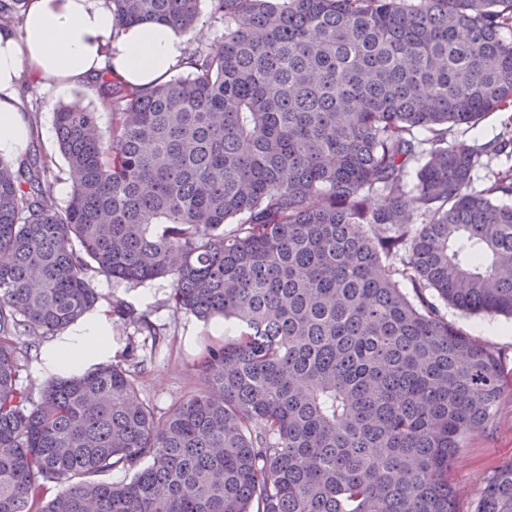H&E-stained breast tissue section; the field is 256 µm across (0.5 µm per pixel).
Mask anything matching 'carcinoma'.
<instances>
[{"instance_id": "1", "label": "carcinoma", "mask_w": 512, "mask_h": 512, "mask_svg": "<svg viewBox=\"0 0 512 512\" xmlns=\"http://www.w3.org/2000/svg\"><path fill=\"white\" fill-rule=\"evenodd\" d=\"M204 1L224 40L188 75L93 78L109 134L56 107L65 206L45 165L0 159V512H457L448 468L503 364L439 303L512 318V169L472 189L512 116L494 145L448 128L512 110V0H111L183 36ZM91 271L169 276L175 311L240 328L162 418L119 362L17 387L19 340L89 313ZM475 512H512V462Z\"/></svg>"}]
</instances>
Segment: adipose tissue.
Returning a JSON list of instances; mask_svg holds the SVG:
<instances>
[{
	"instance_id": "obj_1",
	"label": "adipose tissue",
	"mask_w": 512,
	"mask_h": 512,
	"mask_svg": "<svg viewBox=\"0 0 512 512\" xmlns=\"http://www.w3.org/2000/svg\"><path fill=\"white\" fill-rule=\"evenodd\" d=\"M184 60L183 35L157 23L118 25L109 0H28L20 29L0 27V158L17 159L28 140L17 91L22 72L74 85L105 69L147 89ZM111 324L108 310L87 316L76 339L49 349V365L62 371L111 356Z\"/></svg>"
}]
</instances>
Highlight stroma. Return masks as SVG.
Segmentation results:
<instances>
[{"mask_svg":"<svg viewBox=\"0 0 512 512\" xmlns=\"http://www.w3.org/2000/svg\"><path fill=\"white\" fill-rule=\"evenodd\" d=\"M20 85L25 116L32 127L24 155L47 162L56 201L66 205L72 185L66 160L58 149L54 108L74 102L94 107L105 131L111 126L112 110L102 104L96 89L86 84L61 87L24 74ZM92 279L100 295L99 307L108 309L114 300L125 301L138 312L148 314L160 329L159 337L155 338L135 324L119 320L112 323L113 361L144 365L141 400L162 416L176 403L197 393L202 382L196 364L205 341L215 340L216 335L212 324L172 308L171 278L160 277L139 285L98 273ZM444 314L450 323L494 350L506 369L503 394L492 426L485 433L461 441L448 471L458 490V512H473L486 478L504 461L512 459V320L501 316H464L450 307L445 308Z\"/></svg>","mask_w":512,"mask_h":512,"instance_id":"35a3bbf8","label":"stroma"}]
</instances>
